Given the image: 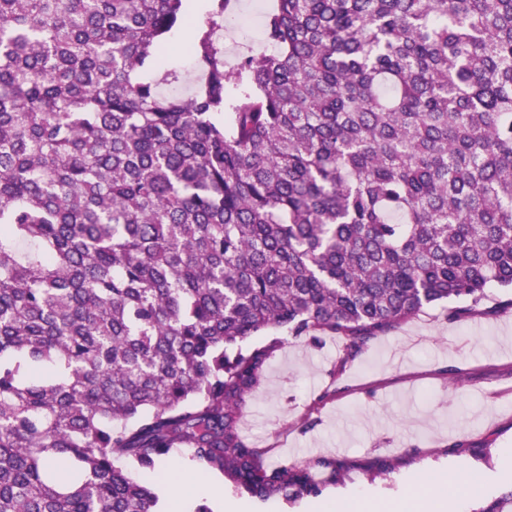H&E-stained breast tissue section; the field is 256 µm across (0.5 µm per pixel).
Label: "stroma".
Listing matches in <instances>:
<instances>
[{
  "mask_svg": "<svg viewBox=\"0 0 512 512\" xmlns=\"http://www.w3.org/2000/svg\"><path fill=\"white\" fill-rule=\"evenodd\" d=\"M504 299V291L489 288L480 313L461 323L448 322L443 306L424 308L350 358L333 339L316 347L287 341L247 402L243 433L268 449L269 462L333 455L348 462V471L320 496L292 503L259 502L224 481L219 494L185 495L181 512L202 500L212 512H226L230 502L240 512H317L325 502L393 512L414 497V478L446 480L460 463L479 491L464 497L449 489L446 506L476 512L512 486V307ZM452 368L462 387L450 382ZM315 403V421L306 424ZM374 457L387 459L389 471L366 470ZM198 474L189 453L162 461L153 479L160 504L168 502L170 482Z\"/></svg>",
  "mask_w": 512,
  "mask_h": 512,
  "instance_id": "35a3bbf8",
  "label": "stroma"
}]
</instances>
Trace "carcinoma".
<instances>
[{
	"label": "carcinoma",
	"instance_id": "carcinoma-1",
	"mask_svg": "<svg viewBox=\"0 0 512 512\" xmlns=\"http://www.w3.org/2000/svg\"><path fill=\"white\" fill-rule=\"evenodd\" d=\"M230 2L191 85L188 0H0V512H157L131 470L184 449L317 497L343 461L241 429L286 338L512 290V0H276L229 66Z\"/></svg>",
	"mask_w": 512,
	"mask_h": 512
}]
</instances>
